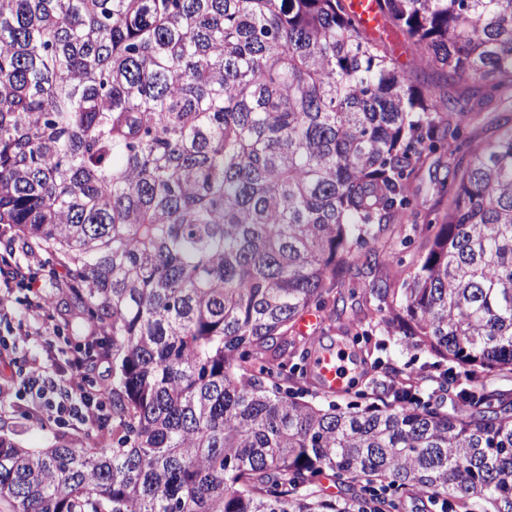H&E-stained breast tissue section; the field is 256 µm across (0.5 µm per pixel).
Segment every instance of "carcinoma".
Instances as JSON below:
<instances>
[{"mask_svg": "<svg viewBox=\"0 0 512 512\" xmlns=\"http://www.w3.org/2000/svg\"><path fill=\"white\" fill-rule=\"evenodd\" d=\"M377 2L443 82L512 89V0ZM483 105L415 87L350 0H0V224L76 284L75 319L103 333L88 365L112 353V434L0 437V505L397 512L419 489L512 512V398L472 386L450 414L392 377L364 406L321 404L293 362L295 322L354 263L379 267L410 182L452 140L469 163L384 326L466 379L512 372V125L473 140ZM386 485L398 499L361 494Z\"/></svg>", "mask_w": 512, "mask_h": 512, "instance_id": "carcinoma-1", "label": "carcinoma"}]
</instances>
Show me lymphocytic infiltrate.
Here are the masks:
<instances>
[{"mask_svg":"<svg viewBox=\"0 0 512 512\" xmlns=\"http://www.w3.org/2000/svg\"><path fill=\"white\" fill-rule=\"evenodd\" d=\"M71 287L63 272L45 277L23 266L12 246L0 251V356L22 346L37 349L26 370L0 382V400L24 401L50 424L98 425L106 420L107 390L87 383L82 349L60 346L61 332L47 320L53 291Z\"/></svg>","mask_w":512,"mask_h":512,"instance_id":"1","label":"lymphocytic infiltrate"}]
</instances>
